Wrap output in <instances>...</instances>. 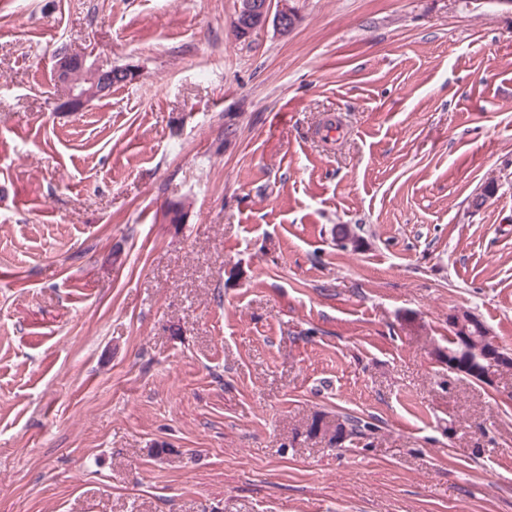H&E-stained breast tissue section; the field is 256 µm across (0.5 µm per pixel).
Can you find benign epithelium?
<instances>
[{"instance_id":"1","label":"benign epithelium","mask_w":512,"mask_h":512,"mask_svg":"<svg viewBox=\"0 0 512 512\" xmlns=\"http://www.w3.org/2000/svg\"><path fill=\"white\" fill-rule=\"evenodd\" d=\"M292 0H239L232 22L235 39L247 38L255 29L273 23L282 32L290 31L296 24L297 13ZM55 79L67 87V98L57 106L61 112H81L93 100L112 92V79L122 78L130 84L138 80L139 71L130 66H106L88 62V55L73 50L56 54Z\"/></svg>"}]
</instances>
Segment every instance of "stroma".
I'll return each instance as SVG.
<instances>
[{
    "label": "stroma",
    "instance_id": "stroma-1",
    "mask_svg": "<svg viewBox=\"0 0 512 512\" xmlns=\"http://www.w3.org/2000/svg\"><path fill=\"white\" fill-rule=\"evenodd\" d=\"M293 5L0 0V512H512V13ZM232 22V31L236 40L247 38L255 29L269 23L273 4L276 10L272 22L282 32L290 31L296 24L297 13L291 5L292 0H239ZM54 75L59 83L67 87L66 100L57 106L61 112H81L93 100L108 96L115 86L112 79L116 76L122 78L124 84L133 83L140 76L133 66L107 67L96 62L88 63V55L73 50L56 54ZM470 313V312H469ZM476 320V324L469 325L470 320L467 318L466 310H457L455 313L451 314L449 318L451 320H456V330L461 333V338L463 342L470 345L471 336H474V339L478 341V344L481 345L480 349L466 351L463 350L462 347L457 343L456 331L451 327V332L453 336H448V364L452 361H465L466 363H471L473 368H478L479 372L472 371H463L461 373L465 377L473 378L477 381H485L483 377V372L489 367V363L482 358L483 351L486 347V338L489 335L487 328L485 325L474 315L470 313ZM468 325H469V334L468 335Z\"/></svg>",
    "mask_w": 512,
    "mask_h": 512
}]
</instances>
